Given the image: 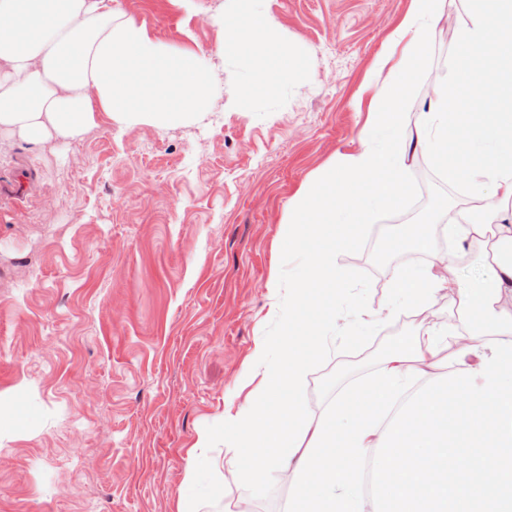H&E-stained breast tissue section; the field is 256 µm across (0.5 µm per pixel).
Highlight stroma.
<instances>
[{"instance_id": "stroma-1", "label": "stroma", "mask_w": 512, "mask_h": 512, "mask_svg": "<svg viewBox=\"0 0 512 512\" xmlns=\"http://www.w3.org/2000/svg\"><path fill=\"white\" fill-rule=\"evenodd\" d=\"M164 45L197 53L214 92L205 112L166 126L108 123L43 151L0 139V512H288L286 479L233 480L250 449L228 451L224 398L247 406L244 380L259 338H276L267 283L301 269L311 242L283 245L288 206L308 179L361 147L367 119L356 101L410 0H255L303 58L271 93L244 99L253 59L220 54L234 0H121ZM455 48L440 33L407 73L404 120L415 127L430 86ZM403 205L365 230L326 227L348 241L339 256L351 301L322 300L325 341L296 325L303 350H319L301 393L308 418L374 380L381 355L435 326L480 328L441 296L430 318L389 311L392 282L427 254L389 238L465 202L462 187L433 182L418 210L417 172ZM376 319H355L352 300ZM216 431L199 458L205 478L183 487L188 450Z\"/></svg>"}]
</instances>
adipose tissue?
Returning <instances> with one entry per match:
<instances>
[{"label": "adipose tissue", "instance_id": "adipose-tissue-1", "mask_svg": "<svg viewBox=\"0 0 512 512\" xmlns=\"http://www.w3.org/2000/svg\"><path fill=\"white\" fill-rule=\"evenodd\" d=\"M465 2L451 25L455 65L432 87L411 134L402 112L409 86L400 74L423 56L443 18L440 0H411L375 63L378 106L362 130L361 148L301 188L283 235L315 240L327 224L370 223L404 199L410 161L429 156L441 181L462 187L481 216L476 222L462 213L444 225L457 250L480 244L487 226H496L484 260L492 275L460 284L431 261L393 282V309L422 314L450 293L461 309L484 312L487 325L475 336L483 344L491 336L512 340V102L497 92L512 87V0ZM221 22L227 31L222 51L255 50L243 97L272 92L287 79L289 54L274 36L272 17L243 8ZM212 92L198 56L161 46L120 0H0V136L41 150L87 132L100 112L157 125L179 122L205 111ZM340 249L333 241L309 253L308 272L294 283L284 336L259 339L252 351L246 376L260 380L261 391L248 407L224 409L225 443L241 440L254 451L239 479L257 483L291 473L289 512H374L361 473L384 431L385 410L404 387L433 378L446 351L460 349L447 331L426 330L389 348L369 389L337 399L329 418L300 420L298 398L314 356L294 346L287 332L305 322L319 335L308 314L323 293L336 289ZM273 346L282 353L275 365L267 360Z\"/></svg>", "mask_w": 512, "mask_h": 512}]
</instances>
